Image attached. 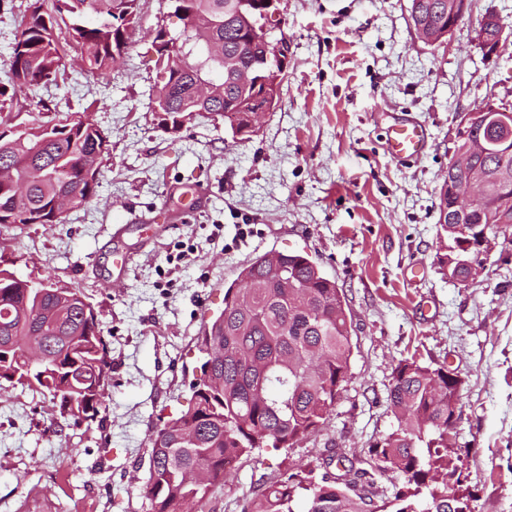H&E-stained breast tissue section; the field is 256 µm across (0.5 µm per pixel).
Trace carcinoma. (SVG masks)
Returning <instances> with one entry per match:
<instances>
[{"instance_id": "1", "label": "carcinoma", "mask_w": 512, "mask_h": 512, "mask_svg": "<svg viewBox=\"0 0 512 512\" xmlns=\"http://www.w3.org/2000/svg\"><path fill=\"white\" fill-rule=\"evenodd\" d=\"M140 0H28L22 30L15 36L0 81V115L20 113L19 99L8 89H48L65 67L57 30L81 46L84 66L107 70L128 48L129 30L142 27ZM182 22L170 32L151 29L158 51L182 56L184 66L155 77L149 109L159 125L179 131L192 113L214 123L238 102L232 136H248L250 91L224 74V53L243 66H264V50L248 40L250 21L263 0H168ZM426 36L448 28V0H409ZM216 80L200 101L198 85ZM38 113L48 117L35 127L0 132V167L15 181H28L21 196L0 182V224H24L37 214L45 224L65 216L53 202L77 195L73 207L88 204L99 181L84 180L80 163L101 170L108 140L87 120L84 107L59 111L44 100ZM475 167L497 179L488 202L507 223L474 213L464 220L470 232L485 229L512 236V145L474 159ZM462 169L448 173L438 193L444 253L439 268L464 284L468 268L460 264L463 234L453 217L448 183L461 184ZM203 354L200 374L189 384L191 404L180 416L160 421L151 437L144 497L149 512H197L211 489L230 470L267 447L292 448L315 434L336 409L350 379L354 343L343 293L308 256L263 253L243 266L224 291V308L204 324L197 338ZM112 359L94 306L79 288L57 287L40 293L28 280L0 268V381L34 388L57 402L53 425L78 426L96 419L110 385ZM459 390L448 386V367L405 359L392 372L387 401L404 424L369 446L368 454L334 478L317 473L322 462L285 472L246 498L240 512H462L464 494L448 492V474L456 465L448 455V405ZM389 469L402 474L392 496L374 499L378 477Z\"/></svg>"}]
</instances>
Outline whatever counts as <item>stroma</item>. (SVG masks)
<instances>
[{"instance_id": "stroma-1", "label": "stroma", "mask_w": 512, "mask_h": 512, "mask_svg": "<svg viewBox=\"0 0 512 512\" xmlns=\"http://www.w3.org/2000/svg\"><path fill=\"white\" fill-rule=\"evenodd\" d=\"M283 5L288 76L276 109L243 141L199 117L171 133L149 111L148 28L179 24L165 0H140L145 26L108 71L81 69L79 45L60 33L66 72L50 99L62 110L90 102L109 153L96 196L65 223L0 234V267L83 291L112 382L95 423L60 431L41 393L0 389V512H148L149 438L187 409L203 361L197 338L223 309L225 287L270 251L308 254L343 290L351 379L318 433L262 449L212 488L203 512H239L280 473L363 454L397 427L387 388L412 357L463 381L451 455L472 512H512V243H498L469 286L437 261L438 192L460 118L489 98L512 104V0H470L436 45L416 37L409 0ZM488 12L507 35L493 64L474 41ZM406 117L429 134L411 162L386 145ZM199 186L209 199L187 214ZM162 210L169 223L157 221ZM124 255L121 274L114 261Z\"/></svg>"}]
</instances>
